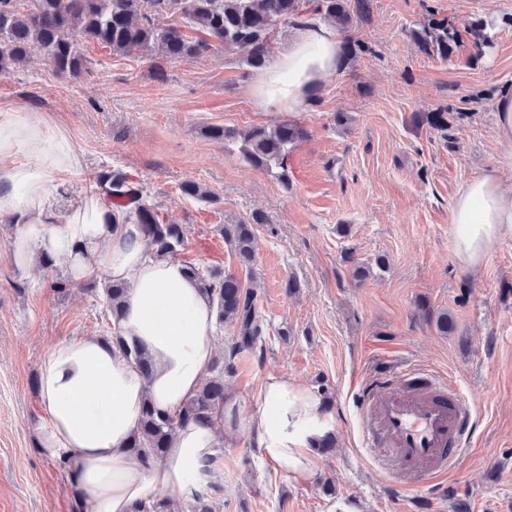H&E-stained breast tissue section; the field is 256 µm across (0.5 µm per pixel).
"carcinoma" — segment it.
Wrapping results in <instances>:
<instances>
[{
	"mask_svg": "<svg viewBox=\"0 0 512 512\" xmlns=\"http://www.w3.org/2000/svg\"><path fill=\"white\" fill-rule=\"evenodd\" d=\"M181 5L185 23L197 28L204 37L193 39L174 23H165L164 15ZM371 0H0V69L22 64L35 54L43 56L47 66L58 75L77 72L82 59L75 50L74 37L109 47L114 53L134 49L158 52L165 58L193 61L215 47L248 51L247 62L261 68L266 65V43L285 26L298 27L311 15L333 20L346 30L353 21H365ZM411 36L421 51L429 56L448 58L457 32L448 20L430 18ZM416 122L440 132L448 131V113L418 112ZM210 137L218 140L242 139L245 159L264 169L285 168L289 146L305 135L293 122L272 128L253 127L245 133L230 127H213ZM101 194L124 215L122 224L128 235L140 238L148 250L159 258L174 259L184 246L185 232L180 224H172L155 206L143 199L138 183L120 169L98 173ZM224 243L233 249L241 268L252 271L255 258L253 224L239 221L221 225ZM213 307L220 324L235 326L224 356L213 360L210 373L198 390L175 413L161 411L149 399L143 402L137 425L128 448L147 461L162 460L172 447L177 431L189 421L224 420L227 401L225 378L236 372L235 360L244 351L253 350L261 341L264 320L256 295L234 273L220 270L200 271L185 265ZM128 285L110 278L102 283L105 312L119 327ZM112 344L133 360L144 376L153 371V361L135 341L115 331ZM221 486L209 483L194 493L188 512H215L212 495ZM165 497L141 501L132 512H171Z\"/></svg>",
	"mask_w": 512,
	"mask_h": 512,
	"instance_id": "1",
	"label": "carcinoma"
}]
</instances>
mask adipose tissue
<instances>
[{
	"mask_svg": "<svg viewBox=\"0 0 512 512\" xmlns=\"http://www.w3.org/2000/svg\"><path fill=\"white\" fill-rule=\"evenodd\" d=\"M343 64L335 28L307 19L280 60L256 76L254 103L262 111H306ZM21 147L30 162L16 161ZM81 167L67 136L50 129L40 110L0 103V222L18 227L8 246L10 260L28 266L38 256L63 259L74 279L104 270L127 282L121 333L154 362L152 375L143 376L98 336L49 347L38 377L47 410L41 451L60 461L69 476L71 512H130L154 491L188 500L212 478L214 425L192 422L179 429L158 463L143 462L128 440L145 400L172 413L196 393L214 357L215 313L180 262L155 258L140 240L113 230L116 213L102 195L88 194L58 219L49 197ZM452 222L461 265L477 271L491 246L512 232V198L502 192L497 172L465 185ZM250 428L263 456L304 483L316 473L318 446L335 431L336 417L307 385L272 376L261 388Z\"/></svg>",
	"mask_w": 512,
	"mask_h": 512,
	"instance_id": "adipose-tissue-1",
	"label": "adipose tissue"
}]
</instances>
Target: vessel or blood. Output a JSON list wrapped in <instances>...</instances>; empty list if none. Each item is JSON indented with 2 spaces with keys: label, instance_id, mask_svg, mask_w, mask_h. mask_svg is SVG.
Returning <instances> with one entry per match:
<instances>
[{
  "label": "vessel or blood",
  "instance_id": "vessel-or-blood-1",
  "mask_svg": "<svg viewBox=\"0 0 512 512\" xmlns=\"http://www.w3.org/2000/svg\"><path fill=\"white\" fill-rule=\"evenodd\" d=\"M421 376L428 392L394 385L387 373L373 376L363 388L361 442L372 456L394 461L395 476L407 487L440 482L465 451L474 423V410L445 381Z\"/></svg>",
  "mask_w": 512,
  "mask_h": 512
}]
</instances>
